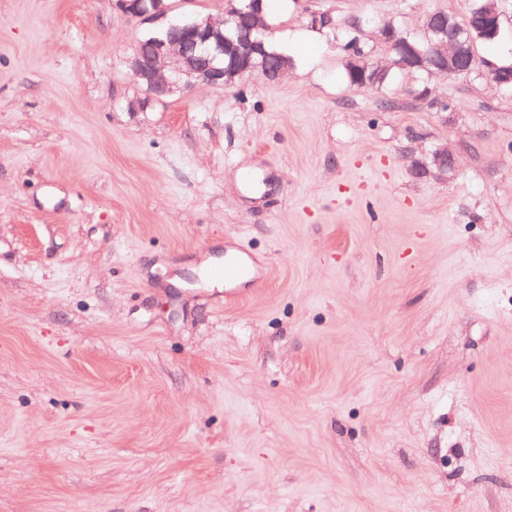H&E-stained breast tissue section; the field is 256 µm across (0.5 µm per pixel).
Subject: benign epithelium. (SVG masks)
<instances>
[{"mask_svg": "<svg viewBox=\"0 0 512 512\" xmlns=\"http://www.w3.org/2000/svg\"><path fill=\"white\" fill-rule=\"evenodd\" d=\"M119 11L142 21H155L166 15V0H114ZM425 26L437 34L421 53L410 50L408 40L387 27L383 36L389 45L386 69L411 71L416 67L429 74L471 73L480 66L473 54L475 42L499 35V0H481L470 25L460 29L449 14L426 16ZM263 0H238L220 22L211 18L194 19L154 44L149 55L135 52L127 59L133 79L147 84L157 99L172 96L181 83L202 82L231 88L254 71V58L264 59L263 74L270 82L288 71L289 60L266 50Z\"/></svg>", "mask_w": 512, "mask_h": 512, "instance_id": "obj_1", "label": "benign epithelium"}]
</instances>
